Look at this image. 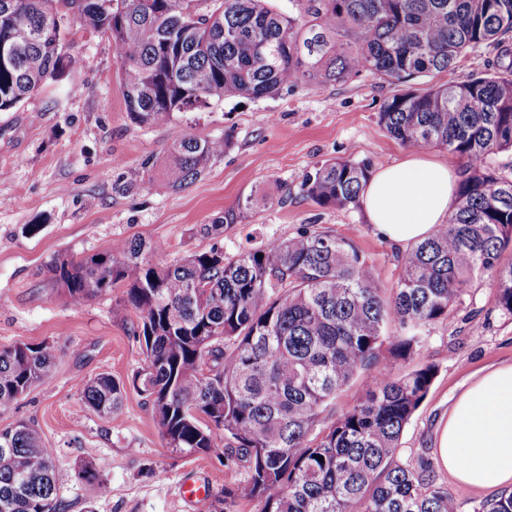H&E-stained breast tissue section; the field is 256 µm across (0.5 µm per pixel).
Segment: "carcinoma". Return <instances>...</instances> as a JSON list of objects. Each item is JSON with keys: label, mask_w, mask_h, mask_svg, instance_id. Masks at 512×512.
I'll use <instances>...</instances> for the list:
<instances>
[{"label": "carcinoma", "mask_w": 512, "mask_h": 512, "mask_svg": "<svg viewBox=\"0 0 512 512\" xmlns=\"http://www.w3.org/2000/svg\"><path fill=\"white\" fill-rule=\"evenodd\" d=\"M74 23L109 40L123 72L127 114L168 126L174 114L237 97L275 96L307 83H344L364 73L405 84L449 71L470 49L512 33V0H294L285 15L268 0H68ZM57 0H0V112L16 108L48 77L79 58L62 52ZM379 123L414 149L438 147L465 160L448 223L400 256L390 296L357 248L329 231L303 230L235 258L218 240L269 198L249 194L197 232L205 251L166 266L159 242H120L79 262L52 258L56 288L82 303L106 289L138 316L144 365L131 385L167 447H224L243 480L224 488L218 512L259 500L261 512H464L436 482L433 465L398 461L400 439L425 400L436 366L391 375L376 368L388 324L399 325L394 356L407 359L420 332L451 318L473 283L492 278L494 307L512 316V176L493 156L512 150V65L463 83L406 90L387 100ZM226 139L180 134L129 193L162 175L179 191L224 153ZM366 160H327L302 190L317 205L359 203ZM48 343L0 347V415L51 377ZM363 395L335 410L344 387ZM85 403L110 418L126 383L100 373L81 381ZM108 484L92 464L60 469L29 425L0 430V512H67L60 491L75 478ZM474 512H512V493Z\"/></svg>", "instance_id": "1"}]
</instances>
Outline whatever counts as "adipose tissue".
Wrapping results in <instances>:
<instances>
[{
	"instance_id": "adipose-tissue-1",
	"label": "adipose tissue",
	"mask_w": 512,
	"mask_h": 512,
	"mask_svg": "<svg viewBox=\"0 0 512 512\" xmlns=\"http://www.w3.org/2000/svg\"><path fill=\"white\" fill-rule=\"evenodd\" d=\"M454 167L414 153L372 175L360 195L373 228L411 245L432 235L455 205ZM437 464L479 491L512 492V363L477 372L436 430Z\"/></svg>"
}]
</instances>
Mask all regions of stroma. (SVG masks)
Instances as JSON below:
<instances>
[{"label":"stroma","instance_id":"stroma-1","mask_svg":"<svg viewBox=\"0 0 512 512\" xmlns=\"http://www.w3.org/2000/svg\"><path fill=\"white\" fill-rule=\"evenodd\" d=\"M66 45L79 65L61 82L47 81L9 112H0V347L19 342L54 346L56 364L48 384L32 387L15 409L0 415V429L34 424L55 464L71 470L95 464L109 492L72 482L60 496L69 512H214L225 487L242 480V466L223 449L185 455L163 439L149 407L128 390L122 408L105 418L87 407L82 379L108 373L128 380L142 364L135 335L138 318L122 306L115 288L72 303L53 288L47 263L63 255L78 260L122 241L162 242L154 255L170 264L211 239L195 227L210 223L250 193L274 202L249 212L224 233L227 257L305 229L329 231L352 242L383 289L401 276L402 246L368 224L362 208H323L306 198L302 182L315 164L353 156L372 169L396 163L408 149L379 123L385 101L398 85L362 75L346 83L302 84L273 97L238 98L215 109L175 114L171 125L147 127L128 118L121 65L106 37L79 30L61 9ZM512 62V34L501 44L467 52L456 67L412 81L415 89L492 74ZM228 138L223 155L188 188L170 191L163 178L150 189L121 194L120 178L142 175L148 160L162 155L173 130ZM38 232H29V225ZM489 280L476 281L454 315L428 326L411 363L381 350L379 370L398 374L434 363L438 373L400 440V461L433 458L436 430L470 375L512 362V316L495 309ZM187 483L206 485L201 499H187Z\"/></svg>","mask_w":512,"mask_h":512}]
</instances>
